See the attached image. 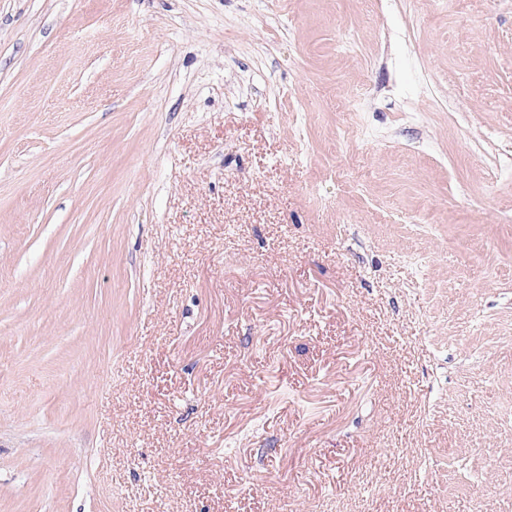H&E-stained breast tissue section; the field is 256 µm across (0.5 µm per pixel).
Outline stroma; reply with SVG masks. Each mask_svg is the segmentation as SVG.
<instances>
[{
	"label": "stroma",
	"instance_id": "obj_1",
	"mask_svg": "<svg viewBox=\"0 0 512 512\" xmlns=\"http://www.w3.org/2000/svg\"><path fill=\"white\" fill-rule=\"evenodd\" d=\"M0 512H512V0H0Z\"/></svg>",
	"mask_w": 512,
	"mask_h": 512
}]
</instances>
